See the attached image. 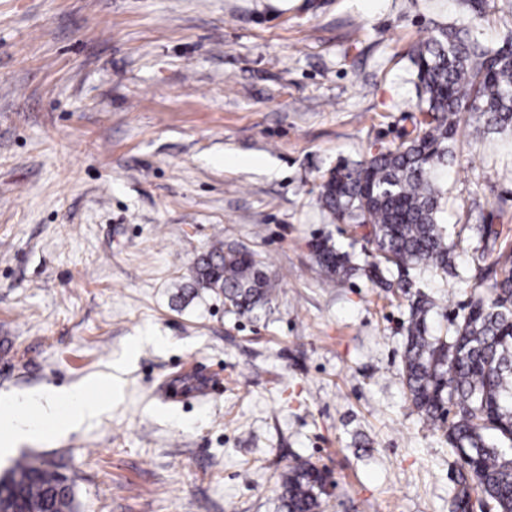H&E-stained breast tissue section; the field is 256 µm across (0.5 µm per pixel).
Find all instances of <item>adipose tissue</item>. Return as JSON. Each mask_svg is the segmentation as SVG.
I'll return each instance as SVG.
<instances>
[{
	"label": "adipose tissue",
	"mask_w": 512,
	"mask_h": 512,
	"mask_svg": "<svg viewBox=\"0 0 512 512\" xmlns=\"http://www.w3.org/2000/svg\"><path fill=\"white\" fill-rule=\"evenodd\" d=\"M106 406V400L84 389L0 396V450L9 451L27 438L37 422L54 423L67 433L99 415Z\"/></svg>",
	"instance_id": "ef3b65f1"
}]
</instances>
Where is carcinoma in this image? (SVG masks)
I'll use <instances>...</instances> for the list:
<instances>
[{"mask_svg":"<svg viewBox=\"0 0 512 512\" xmlns=\"http://www.w3.org/2000/svg\"><path fill=\"white\" fill-rule=\"evenodd\" d=\"M458 14L437 23L410 59L424 115L399 144L357 162H340L319 185L332 222L368 229L370 268L410 293L409 272L425 268L458 276L453 245L442 224L443 191L436 173L454 160L455 136L464 112L479 114L485 133L512 131V41L493 48L482 41L477 20L494 0H457ZM484 248L495 250L500 231L479 224ZM314 250L328 279L360 270L352 255L319 242ZM193 284L224 296L231 311L251 314L275 292L249 252L219 240L199 255ZM467 312L443 336L430 334L434 303L416 293L403 359L410 401L431 427L444 431L462 471L455 506L467 512L470 486L492 512H512V254L498 253L481 277ZM284 512H319L325 471L303 463L280 475ZM0 512H75L67 476L36 461H17L0 478Z\"/></svg>","mask_w":512,"mask_h":512,"instance_id":"carcinoma-1","label":"carcinoma"}]
</instances>
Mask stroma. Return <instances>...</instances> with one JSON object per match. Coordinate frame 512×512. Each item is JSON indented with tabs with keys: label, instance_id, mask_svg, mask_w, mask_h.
I'll return each mask as SVG.
<instances>
[{
	"label": "stroma",
	"instance_id": "obj_1",
	"mask_svg": "<svg viewBox=\"0 0 512 512\" xmlns=\"http://www.w3.org/2000/svg\"><path fill=\"white\" fill-rule=\"evenodd\" d=\"M456 0H0V393L111 385L77 430L22 457L65 474L77 512H281L280 475L328 474L323 512H454L460 463L408 398L409 309L313 246L361 255L322 212L339 161L417 119L410 48ZM465 113L445 168L456 268L512 249V133ZM277 290L255 316L186 292L215 241ZM445 334L468 295L413 273ZM221 377L195 393L189 366ZM314 250L320 268L330 280L335 276L351 275L358 270L365 271L353 263L351 254L340 251L328 242H318Z\"/></svg>",
	"mask_w": 512,
	"mask_h": 512
}]
</instances>
